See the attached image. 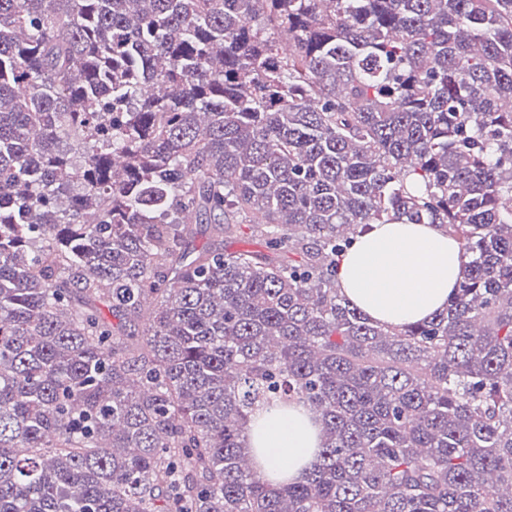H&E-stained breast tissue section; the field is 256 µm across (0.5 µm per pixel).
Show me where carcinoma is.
Instances as JSON below:
<instances>
[{"mask_svg":"<svg viewBox=\"0 0 512 512\" xmlns=\"http://www.w3.org/2000/svg\"><path fill=\"white\" fill-rule=\"evenodd\" d=\"M245 220L263 249L224 252ZM370 224L470 256L446 309L339 294ZM273 402L321 425L291 482L253 466ZM502 486L512 0H0V512H512Z\"/></svg>","mask_w":512,"mask_h":512,"instance_id":"carcinoma-1","label":"carcinoma"}]
</instances>
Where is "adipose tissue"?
<instances>
[{
  "instance_id": "adipose-tissue-1",
  "label": "adipose tissue",
  "mask_w": 512,
  "mask_h": 512,
  "mask_svg": "<svg viewBox=\"0 0 512 512\" xmlns=\"http://www.w3.org/2000/svg\"><path fill=\"white\" fill-rule=\"evenodd\" d=\"M470 262L455 240L430 224H375L343 256V295L373 321L407 325L443 310ZM321 442L311 414L300 405L263 408L251 443L265 475L293 480Z\"/></svg>"
}]
</instances>
